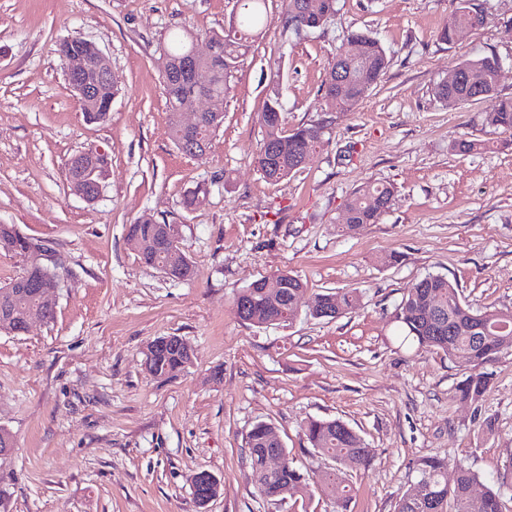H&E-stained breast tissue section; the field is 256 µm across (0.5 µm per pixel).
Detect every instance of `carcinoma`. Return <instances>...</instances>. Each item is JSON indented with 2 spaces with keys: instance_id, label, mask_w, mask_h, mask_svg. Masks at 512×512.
I'll list each match as a JSON object with an SVG mask.
<instances>
[{
  "instance_id": "carcinoma-1",
  "label": "carcinoma",
  "mask_w": 512,
  "mask_h": 512,
  "mask_svg": "<svg viewBox=\"0 0 512 512\" xmlns=\"http://www.w3.org/2000/svg\"><path fill=\"white\" fill-rule=\"evenodd\" d=\"M307 3L302 10L298 5ZM247 17V25L238 28L229 25L222 33L210 35L209 42L215 51L196 61L195 72L183 71L193 47L189 33L176 37L162 50L158 62L165 98L169 107L170 135L175 146L185 139L175 117L192 104V94L205 90L208 94L226 98L231 91L230 78L240 58L245 56L255 42V31L267 21L265 0H237ZM337 0H285L286 22L295 32L318 28L336 14ZM486 23L483 12L471 6L470 0H459L458 7L437 33L439 41L451 44L456 30L462 25L477 28ZM358 50V60L349 58L344 51L350 46ZM388 65L385 48L374 37L361 31H352L344 39L343 50L326 73L322 84L323 98L332 111L350 112L363 99L368 88L384 73ZM475 68L485 78L483 100L493 101L486 113V123L503 133H512V98L496 96L501 72V62L494 56H479L457 66L460 73ZM343 71L346 89L336 87V72ZM436 98L449 108L475 101L478 91L466 79L453 84L444 81L434 87ZM224 113L203 116L195 135L208 141L222 125ZM265 134L262 143L277 146L274 154L258 150L255 162L263 177L270 183H278L305 167L311 154L321 143V127L310 126L287 129L279 89H274L261 112ZM393 187L378 184L347 198L344 219L349 224H375L384 213L382 205L392 204ZM127 242L131 246L147 245L138 253L145 264L168 265L183 269L182 275L195 276L193 267L182 266L185 250L181 242L169 243L165 239L164 225L149 219L128 226ZM0 250L27 258L41 251V245L22 235L11 224H0ZM284 285L278 301L273 302L263 284L245 288L249 294L244 313L239 318L256 327L275 322L290 321L296 317L292 307L294 296L303 292L304 283L298 277L282 272L277 275ZM360 296L355 291H327L315 297L314 310L329 309L340 316L359 306ZM38 299L25 287H0V321L7 319L10 326L23 328L27 313L37 306ZM402 331L401 343L411 347L433 348L448 358H464L472 366L469 375L457 385L460 399L470 402L483 400L491 384V373L486 365L500 355L512 352V308H493L474 311L462 299L457 283L441 274H429L403 297L395 316ZM187 348L176 343L149 358L148 372L158 379L167 373L175 374L192 364ZM274 427L266 422L253 425L247 435L250 452L251 476L260 494L269 499L280 487L289 486L304 490L307 478L297 468L288 464L278 473L270 475L265 469V454L272 449ZM303 434L312 448L337 464L349 463L365 466L369 463L361 437L352 429L345 428L339 420L311 419L303 426ZM450 459L423 457L416 468L418 481L429 487L428 494L418 499L408 492L399 500L396 512H506L504 488L512 479V464L495 486L486 489L474 500L470 489L477 483L478 475L458 464L456 479L448 484Z\"/></svg>"
}]
</instances>
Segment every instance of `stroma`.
<instances>
[{"instance_id":"stroma-1","label":"stroma","mask_w":512,"mask_h":512,"mask_svg":"<svg viewBox=\"0 0 512 512\" xmlns=\"http://www.w3.org/2000/svg\"><path fill=\"white\" fill-rule=\"evenodd\" d=\"M473 2L486 24L447 44L437 31L457 0H337L333 20L299 33L282 0H267L269 22L233 74L224 123L193 159L170 137L160 50L184 29L205 50L210 32L242 22L235 0H0V224L47 248L64 280L52 320L0 333V428L15 443L0 458L7 512H198L191 478L203 470L222 482L208 512H395L420 458L451 457L484 486L504 471L512 354L489 365L483 402L463 401L469 362L403 345L395 320L429 274L456 281L473 309L512 308V136L487 125L489 102L451 110L434 96L457 64L493 53L497 94L512 97V0ZM354 30L381 42L388 65L355 111L331 112L320 86ZM72 36L112 62L118 92L105 123L87 122L66 89L57 46ZM275 88L288 128L319 126L323 143L272 184L254 155ZM459 139L482 148L457 154ZM91 147L110 162L93 202L64 177ZM373 184L393 187L389 210L344 227L346 199ZM199 185L206 198L186 209ZM147 218L179 226L193 279L139 260L127 227ZM281 272L305 285L298 317L242 322L237 294ZM331 290L359 292V307L312 317L316 295ZM171 334L196 357L163 381L143 351ZM312 418L356 431L372 465L333 466L302 433ZM260 421L302 472L336 468L335 494L312 482L275 503L261 496L246 445Z\"/></svg>"}]
</instances>
